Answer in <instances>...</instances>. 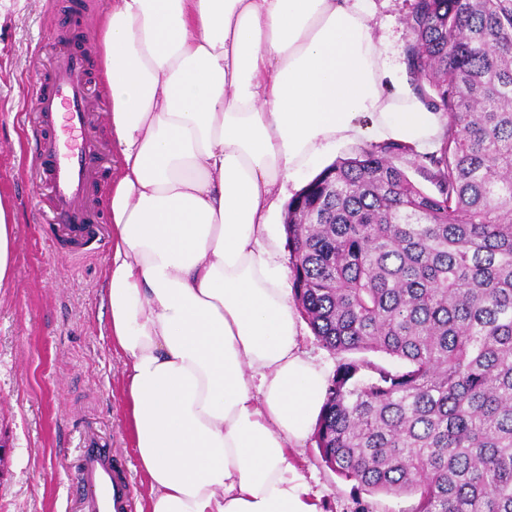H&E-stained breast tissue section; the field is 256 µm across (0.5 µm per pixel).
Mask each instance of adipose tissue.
Listing matches in <instances>:
<instances>
[{
	"instance_id": "obj_1",
	"label": "adipose tissue",
	"mask_w": 512,
	"mask_h": 512,
	"mask_svg": "<svg viewBox=\"0 0 512 512\" xmlns=\"http://www.w3.org/2000/svg\"><path fill=\"white\" fill-rule=\"evenodd\" d=\"M373 0H114L102 81L119 149L110 333L148 512H318L288 451L328 377L271 231L278 184L369 139L436 149Z\"/></svg>"
}]
</instances>
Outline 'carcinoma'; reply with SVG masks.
Returning a JSON list of instances; mask_svg holds the SVG:
<instances>
[{"label": "carcinoma", "mask_w": 512, "mask_h": 512, "mask_svg": "<svg viewBox=\"0 0 512 512\" xmlns=\"http://www.w3.org/2000/svg\"><path fill=\"white\" fill-rule=\"evenodd\" d=\"M404 23L416 93L444 120L409 163L437 193L386 142L287 207L299 311L348 355L313 439L354 490L408 512H512V0H414Z\"/></svg>", "instance_id": "cac0c4a2"}]
</instances>
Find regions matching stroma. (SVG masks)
Masks as SVG:
<instances>
[{
    "label": "stroma",
    "mask_w": 512,
    "mask_h": 512,
    "mask_svg": "<svg viewBox=\"0 0 512 512\" xmlns=\"http://www.w3.org/2000/svg\"><path fill=\"white\" fill-rule=\"evenodd\" d=\"M412 0H375L374 34L406 77L404 19ZM112 0H0V204L15 224V261L0 284V438L9 446L0 512H78L75 477L84 436L112 451L130 483L128 512H145L140 467L124 394L125 358L109 329L105 274L111 251L109 200L119 170L100 78L99 19ZM90 63L86 132L110 166L94 206L105 240L73 256L47 239L48 189L36 176L38 123L32 89L47 84L58 53ZM291 462L320 512H408L412 500L355 494L318 458L314 440L290 449Z\"/></svg>",
    "instance_id": "stroma-1"
}]
</instances>
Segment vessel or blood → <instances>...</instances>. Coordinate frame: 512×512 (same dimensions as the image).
I'll list each match as a JSON object with an SVG mask.
<instances>
[{
	"label": "vessel or blood",
	"mask_w": 512,
	"mask_h": 512,
	"mask_svg": "<svg viewBox=\"0 0 512 512\" xmlns=\"http://www.w3.org/2000/svg\"><path fill=\"white\" fill-rule=\"evenodd\" d=\"M87 70L81 53L71 52L56 65L49 86L35 91L41 112L49 118H61L71 143L60 148L49 141L38 159L37 168L46 176L52 190V205L60 222L49 228V239L64 235L72 255L87 253L92 236L87 224L89 187L97 148L87 137L85 85ZM76 483L88 492V512H126L129 486L125 477L112 468L110 456L96 448H87Z\"/></svg>",
	"instance_id": "vessel-or-blood-1"
}]
</instances>
